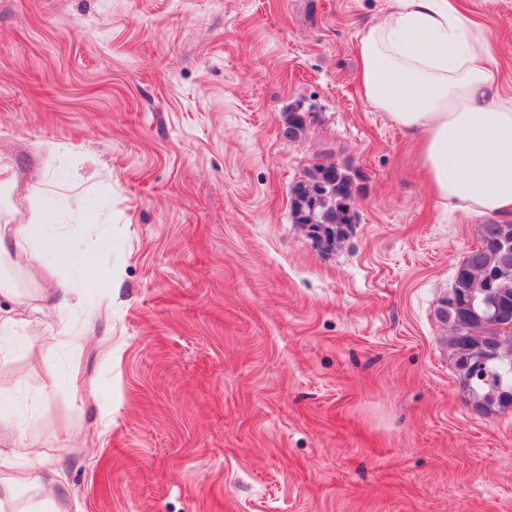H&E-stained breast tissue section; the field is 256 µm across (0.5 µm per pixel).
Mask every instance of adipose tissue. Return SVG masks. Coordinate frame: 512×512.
<instances>
[{"label":"adipose tissue","mask_w":512,"mask_h":512,"mask_svg":"<svg viewBox=\"0 0 512 512\" xmlns=\"http://www.w3.org/2000/svg\"><path fill=\"white\" fill-rule=\"evenodd\" d=\"M358 54L368 103L415 137L434 200L469 214L512 215V96L502 90L484 26L459 0H391L362 33ZM11 256L92 266L45 224H1L0 261ZM0 428V512H59L51 462L13 421ZM15 456L37 457L39 475L10 471ZM26 484L34 496H19Z\"/></svg>","instance_id":"1"}]
</instances>
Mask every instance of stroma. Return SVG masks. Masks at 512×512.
Returning <instances> with one entry per match:
<instances>
[{
	"label": "stroma",
	"instance_id": "stroma-1",
	"mask_svg": "<svg viewBox=\"0 0 512 512\" xmlns=\"http://www.w3.org/2000/svg\"><path fill=\"white\" fill-rule=\"evenodd\" d=\"M389 5L0 0V225L95 265L26 267L70 306L0 339L62 512H512V408L472 413L435 316L488 218L432 200L358 79ZM462 7L512 93V0ZM320 163L362 186L329 251L290 206ZM18 323H23L27 330V339L31 345L41 343L46 337V331L48 327L37 321H28L24 319L16 320L12 318H5L0 321L1 335H5V332L12 330L18 326Z\"/></svg>",
	"mask_w": 512,
	"mask_h": 512
}]
</instances>
